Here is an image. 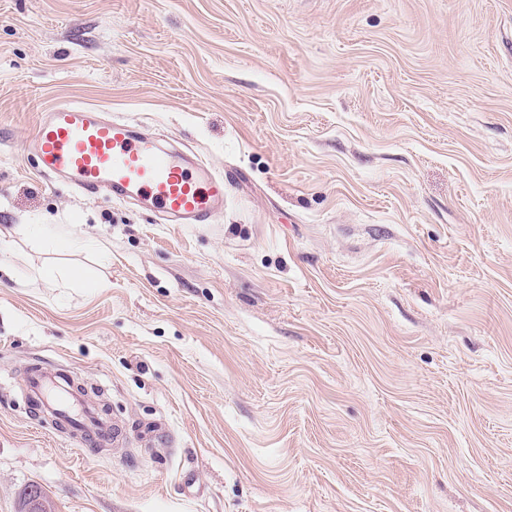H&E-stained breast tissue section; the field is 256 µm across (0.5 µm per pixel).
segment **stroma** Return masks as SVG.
I'll return each instance as SVG.
<instances>
[{"label": "stroma", "mask_w": 512, "mask_h": 512, "mask_svg": "<svg viewBox=\"0 0 512 512\" xmlns=\"http://www.w3.org/2000/svg\"><path fill=\"white\" fill-rule=\"evenodd\" d=\"M61 102L194 148L223 214L46 179L26 142ZM41 361L103 387L121 446L41 425ZM32 485L512 512V0H0V512Z\"/></svg>", "instance_id": "35a3bbf8"}]
</instances>
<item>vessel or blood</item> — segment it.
<instances>
[{
	"label": "vessel or blood",
	"instance_id": "b4317fda",
	"mask_svg": "<svg viewBox=\"0 0 512 512\" xmlns=\"http://www.w3.org/2000/svg\"><path fill=\"white\" fill-rule=\"evenodd\" d=\"M29 152L44 175L69 179L85 195L149 203L175 224H208L224 209V177L199 156L166 147L124 119L61 103L41 113ZM25 399L56 434L86 445L120 442L122 430L100 401L70 372L33 365Z\"/></svg>",
	"mask_w": 512,
	"mask_h": 512
}]
</instances>
